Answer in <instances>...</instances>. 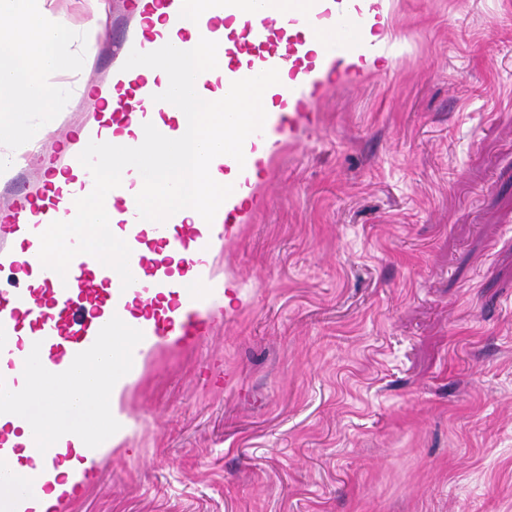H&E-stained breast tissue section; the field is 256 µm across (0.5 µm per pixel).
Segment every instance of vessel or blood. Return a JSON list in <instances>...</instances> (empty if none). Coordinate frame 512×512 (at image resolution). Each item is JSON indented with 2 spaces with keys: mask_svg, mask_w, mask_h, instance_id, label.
<instances>
[{
  "mask_svg": "<svg viewBox=\"0 0 512 512\" xmlns=\"http://www.w3.org/2000/svg\"><path fill=\"white\" fill-rule=\"evenodd\" d=\"M132 8L137 28L126 39L127 49L147 53L169 43L189 50L203 38L217 42L218 66L200 74L195 88L218 98L228 93L234 81L272 68L282 72L294 64L298 49L289 41L288 30L299 24L325 45L326 71L315 81L317 89H325L339 52L356 42L364 22L362 10L352 0H307L301 15L279 18L269 16L260 2L254 18L230 31L224 28L225 15L235 10L236 0H207L202 12L194 9L193 0H133ZM95 64L108 69L109 79L96 92L92 123L63 149L62 159L46 160L34 190L17 194L9 208L0 210V230L17 242L15 251L0 253V271L14 275L10 287H0V380L13 391L19 388L24 360L32 348H39L48 371L63 372L77 353L93 345L112 317H126L135 301L142 306L138 328L144 334L135 355L169 339L180 346L194 345L214 321L213 311L204 308L212 298V274L205 256L215 242L223 240L225 225L244 221L240 205L230 199L212 223L190 221L178 212L155 224L151 234H144L135 200L139 183L127 176L107 194L105 206L113 228L131 249L133 284L122 287L113 269L88 263L81 254L71 261L75 275L66 283L42 266L41 233L53 221L71 220L77 212L76 199L94 187L91 173L78 160L87 144L131 145L137 138L130 121L135 113L167 137L176 135L183 122L182 117L167 115L163 103L156 100L167 89L168 80L146 77L136 67L113 68L108 58L96 59ZM273 91L281 98L294 96L295 109L268 115L262 131L250 135L247 145L295 127L314 100L313 95L297 94L284 81L275 84ZM25 424L17 416L0 426V460L8 463L0 470V484L15 488L10 512H41L45 492H58L60 503L69 502L82 487L78 481L69 489L61 487L60 469L72 448L48 449L40 468H33L22 445L11 439Z\"/></svg>",
  "mask_w": 512,
  "mask_h": 512,
  "instance_id": "obj_1",
  "label": "vessel or blood"
}]
</instances>
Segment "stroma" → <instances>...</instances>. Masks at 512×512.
<instances>
[{
	"instance_id": "35a3bbf8",
	"label": "stroma",
	"mask_w": 512,
	"mask_h": 512,
	"mask_svg": "<svg viewBox=\"0 0 512 512\" xmlns=\"http://www.w3.org/2000/svg\"><path fill=\"white\" fill-rule=\"evenodd\" d=\"M385 33L263 163L211 332L135 365L66 512H512V0H390Z\"/></svg>"
}]
</instances>
